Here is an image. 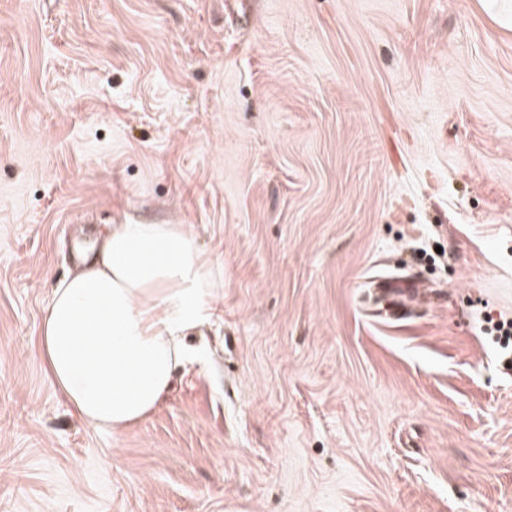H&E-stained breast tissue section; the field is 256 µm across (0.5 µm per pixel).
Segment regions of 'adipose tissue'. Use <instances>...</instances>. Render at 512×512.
I'll return each instance as SVG.
<instances>
[{
	"label": "adipose tissue",
	"instance_id": "ef3b65f1",
	"mask_svg": "<svg viewBox=\"0 0 512 512\" xmlns=\"http://www.w3.org/2000/svg\"><path fill=\"white\" fill-rule=\"evenodd\" d=\"M212 264L184 224H115L93 262L60 281L41 358L79 419L119 433L165 400L178 365L198 360L191 330L217 319Z\"/></svg>",
	"mask_w": 512,
	"mask_h": 512
}]
</instances>
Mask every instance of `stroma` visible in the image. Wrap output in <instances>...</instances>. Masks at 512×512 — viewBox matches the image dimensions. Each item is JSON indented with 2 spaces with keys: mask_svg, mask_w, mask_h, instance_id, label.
<instances>
[{
  "mask_svg": "<svg viewBox=\"0 0 512 512\" xmlns=\"http://www.w3.org/2000/svg\"><path fill=\"white\" fill-rule=\"evenodd\" d=\"M123 222L190 225L223 314L115 435L38 336ZM494 320L512 0H0V512H512ZM378 288L381 292L391 296L394 299V314L403 307L407 298H412L416 292V287L411 281H397L388 279L380 282Z\"/></svg>",
  "mask_w": 512,
  "mask_h": 512,
  "instance_id": "stroma-1",
  "label": "stroma"
}]
</instances>
